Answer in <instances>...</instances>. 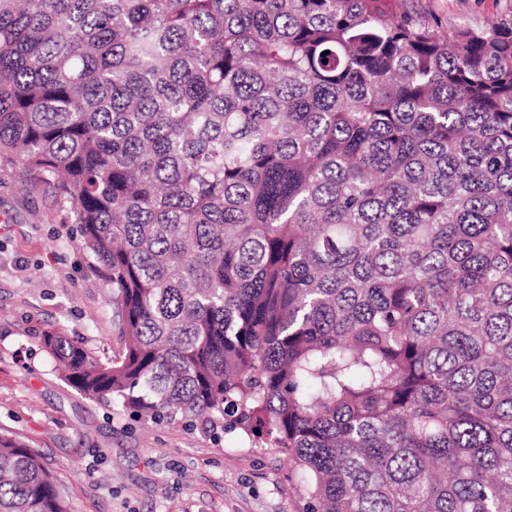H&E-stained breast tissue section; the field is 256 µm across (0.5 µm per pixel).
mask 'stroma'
<instances>
[{"instance_id": "obj_1", "label": "stroma", "mask_w": 512, "mask_h": 512, "mask_svg": "<svg viewBox=\"0 0 512 512\" xmlns=\"http://www.w3.org/2000/svg\"><path fill=\"white\" fill-rule=\"evenodd\" d=\"M442 25L512 20V0H389ZM56 332L93 357L123 347L119 316L52 187L0 160V433L41 457L69 512H306L287 456L177 419L159 424L84 399L41 343Z\"/></svg>"}]
</instances>
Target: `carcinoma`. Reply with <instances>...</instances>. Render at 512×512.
I'll return each mask as SVG.
<instances>
[{
	"label": "carcinoma",
	"mask_w": 512,
	"mask_h": 512,
	"mask_svg": "<svg viewBox=\"0 0 512 512\" xmlns=\"http://www.w3.org/2000/svg\"><path fill=\"white\" fill-rule=\"evenodd\" d=\"M0 158L123 348L81 396L270 437L310 512H512V21L386 0H0ZM0 512H68L0 433Z\"/></svg>",
	"instance_id": "1"
}]
</instances>
